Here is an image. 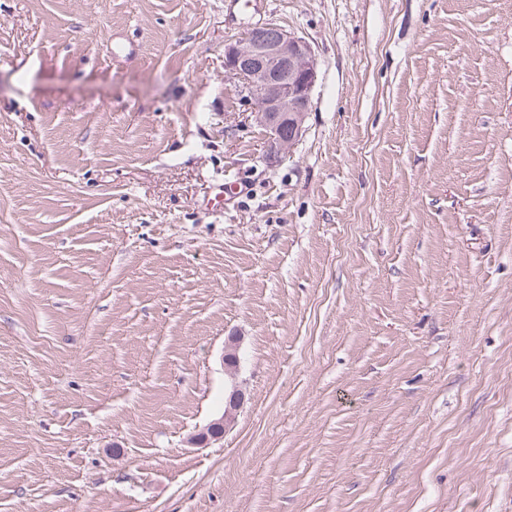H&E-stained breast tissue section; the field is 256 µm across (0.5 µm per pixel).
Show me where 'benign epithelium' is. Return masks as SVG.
Wrapping results in <instances>:
<instances>
[{
	"instance_id": "7a95c632",
	"label": "benign epithelium",
	"mask_w": 512,
	"mask_h": 512,
	"mask_svg": "<svg viewBox=\"0 0 512 512\" xmlns=\"http://www.w3.org/2000/svg\"><path fill=\"white\" fill-rule=\"evenodd\" d=\"M273 34L261 39L245 35L224 47V71L241 95L253 104V117L268 135L267 159L276 160L288 148L283 130L290 141L301 134L311 110L312 91L318 72L311 45L282 27L271 24ZM241 338L225 341L223 366L231 384L224 400V414L190 437L193 445L205 446L230 430L243 404L244 392L237 381L240 371Z\"/></svg>"
}]
</instances>
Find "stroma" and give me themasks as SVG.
<instances>
[{
    "label": "stroma",
    "instance_id": "35a3bbf8",
    "mask_svg": "<svg viewBox=\"0 0 512 512\" xmlns=\"http://www.w3.org/2000/svg\"><path fill=\"white\" fill-rule=\"evenodd\" d=\"M0 512H512V0H0ZM255 39L246 34L224 47V71L241 95L251 102L253 117L268 135L267 159L281 154L301 134L311 110L318 72L311 45L282 27L271 24ZM290 140L282 139L287 129ZM288 130L283 135L288 137ZM241 338L239 336H228L225 341L223 366L231 384L224 400V414L206 428L190 437L189 442L193 445L205 446L210 441L221 438L226 431L230 430L238 417V412L243 404L244 392L237 381L240 371L239 350Z\"/></svg>",
    "mask_w": 512,
    "mask_h": 512
}]
</instances>
